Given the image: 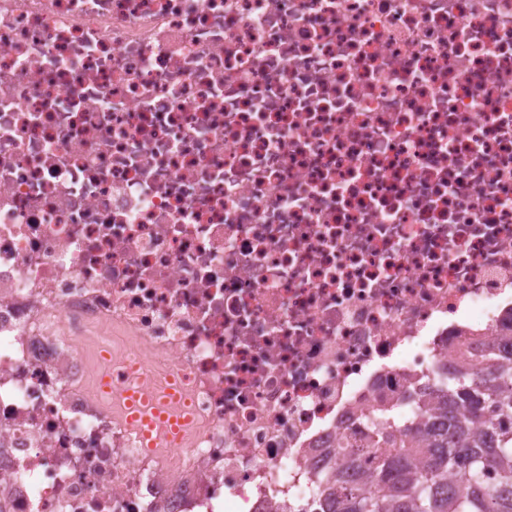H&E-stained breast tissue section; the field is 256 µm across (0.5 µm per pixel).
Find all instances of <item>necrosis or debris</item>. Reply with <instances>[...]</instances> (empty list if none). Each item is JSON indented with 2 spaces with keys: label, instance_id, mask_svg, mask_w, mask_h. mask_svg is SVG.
<instances>
[{
  "label": "necrosis or debris",
  "instance_id": "obj_1",
  "mask_svg": "<svg viewBox=\"0 0 512 512\" xmlns=\"http://www.w3.org/2000/svg\"><path fill=\"white\" fill-rule=\"evenodd\" d=\"M510 308L512 0H0L7 512H322Z\"/></svg>",
  "mask_w": 512,
  "mask_h": 512
}]
</instances>
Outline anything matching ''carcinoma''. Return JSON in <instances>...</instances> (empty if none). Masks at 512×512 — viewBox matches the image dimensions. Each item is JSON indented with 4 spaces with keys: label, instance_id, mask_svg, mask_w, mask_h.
I'll return each instance as SVG.
<instances>
[{
    "label": "carcinoma",
    "instance_id": "cac0c4a2",
    "mask_svg": "<svg viewBox=\"0 0 512 512\" xmlns=\"http://www.w3.org/2000/svg\"><path fill=\"white\" fill-rule=\"evenodd\" d=\"M460 354L461 366L433 372L437 412L421 407L416 428L388 401L366 415V434L341 455L377 442L395 449L368 482L310 475L328 486L326 512H512V348L488 342Z\"/></svg>",
    "mask_w": 512,
    "mask_h": 512
}]
</instances>
